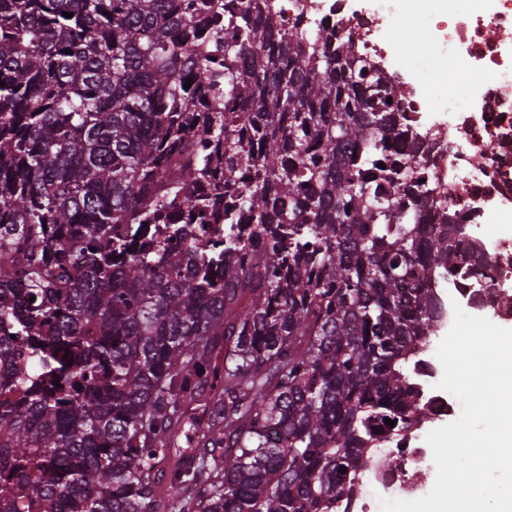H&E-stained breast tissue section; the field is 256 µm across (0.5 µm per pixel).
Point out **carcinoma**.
Returning a JSON list of instances; mask_svg holds the SVG:
<instances>
[{
    "label": "carcinoma",
    "mask_w": 512,
    "mask_h": 512,
    "mask_svg": "<svg viewBox=\"0 0 512 512\" xmlns=\"http://www.w3.org/2000/svg\"><path fill=\"white\" fill-rule=\"evenodd\" d=\"M206 6L0 0V512H336L431 419L429 284L493 268L450 217L413 223L407 115L352 38ZM221 201L220 248L129 236Z\"/></svg>",
    "instance_id": "1"
}]
</instances>
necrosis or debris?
Masks as SVG:
<instances>
[{
    "instance_id": "1",
    "label": "necrosis or debris",
    "mask_w": 512,
    "mask_h": 512,
    "mask_svg": "<svg viewBox=\"0 0 512 512\" xmlns=\"http://www.w3.org/2000/svg\"><path fill=\"white\" fill-rule=\"evenodd\" d=\"M266 6L311 35L335 41L359 35L363 53L395 77L386 61L402 51L395 37L403 24L400 0H267ZM510 32L512 0L492 12L453 11L439 39L448 50L453 95L440 99L429 80L400 101L419 136L399 139L397 155L413 156L414 175L426 186L455 191L453 198L440 196L422 208L418 223H437L448 212L479 233L501 206L512 203V62L504 59L502 46ZM429 109L434 118H426ZM426 436L417 427L401 441L375 449V465L338 512H376L381 500L414 494L435 469Z\"/></svg>"
}]
</instances>
